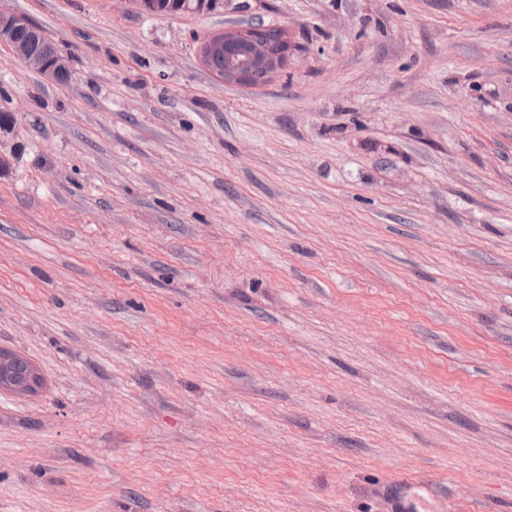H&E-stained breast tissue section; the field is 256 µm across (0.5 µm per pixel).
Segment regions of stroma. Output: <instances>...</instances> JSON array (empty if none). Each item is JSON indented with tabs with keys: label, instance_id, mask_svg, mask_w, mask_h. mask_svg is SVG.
I'll use <instances>...</instances> for the list:
<instances>
[{
	"label": "stroma",
	"instance_id": "35a3bbf8",
	"mask_svg": "<svg viewBox=\"0 0 512 512\" xmlns=\"http://www.w3.org/2000/svg\"><path fill=\"white\" fill-rule=\"evenodd\" d=\"M0 11V512H512V0ZM20 26H26L21 27ZM18 30V37H17ZM31 34L28 40L26 39ZM42 37V32L22 21L19 17L0 12V43L8 44L14 51L19 61L26 67L31 68L45 76L60 80L62 75L68 69L67 61L60 55L46 56L39 51L55 54V48L44 39L37 41L34 44L33 41L39 40ZM39 50V51H37ZM283 33L279 29L267 28L263 25H254L248 32L247 38L233 48V52L242 53L248 48L242 58L231 59L224 69V53L213 58V68L215 70H224L219 75L225 82L248 86V74L254 69H266L270 78L278 75L288 63V43L283 41V45L277 49L263 43L274 45L282 42ZM258 41V42H256ZM244 31L237 28L224 29V32H219L209 35L200 46V55L203 63H207L215 54L224 52V44L229 41L241 40Z\"/></svg>",
	"mask_w": 512,
	"mask_h": 512
}]
</instances>
